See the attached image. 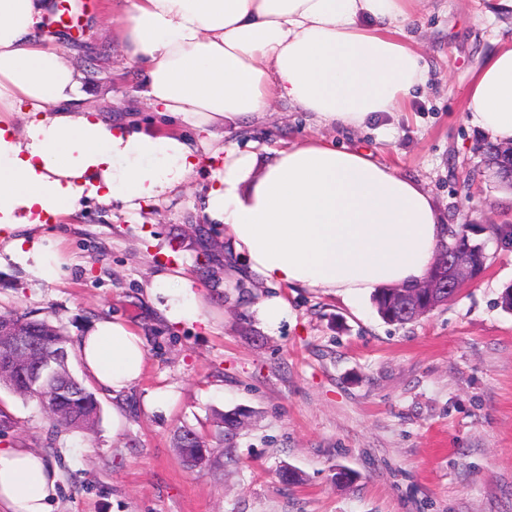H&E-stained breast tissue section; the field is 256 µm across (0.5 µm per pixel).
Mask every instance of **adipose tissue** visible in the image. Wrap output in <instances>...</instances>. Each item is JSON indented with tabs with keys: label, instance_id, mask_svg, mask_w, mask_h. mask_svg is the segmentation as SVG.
<instances>
[{
	"label": "adipose tissue",
	"instance_id": "1",
	"mask_svg": "<svg viewBox=\"0 0 512 512\" xmlns=\"http://www.w3.org/2000/svg\"><path fill=\"white\" fill-rule=\"evenodd\" d=\"M422 0H107L143 94L202 133L135 132L81 107L80 73L40 30L51 0H0V254L33 279L62 275L44 232L81 198L125 212L184 186L203 156L207 216L233 253L279 288H310L348 303L417 285L445 225L428 193L370 152L313 139L277 152L249 190L254 158L225 152L220 128L261 117L274 100L325 126L356 130L394 112L426 80L409 28ZM469 123L512 143V38L474 72ZM151 303L174 324H211L181 269L155 276ZM89 376L120 395L146 363L141 336L109 318L77 345ZM59 475L29 448H0V512H51Z\"/></svg>",
	"mask_w": 512,
	"mask_h": 512
}]
</instances>
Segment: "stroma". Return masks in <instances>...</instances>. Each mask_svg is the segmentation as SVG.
Returning a JSON list of instances; mask_svg holds the SVG:
<instances>
[{
    "label": "stroma",
    "instance_id": "obj_1",
    "mask_svg": "<svg viewBox=\"0 0 512 512\" xmlns=\"http://www.w3.org/2000/svg\"><path fill=\"white\" fill-rule=\"evenodd\" d=\"M87 0L77 27L53 28L54 45L82 76L85 104L131 130L198 129L163 116L142 96L144 75ZM489 0H424L410 34L428 80L381 122L357 131L316 124L281 100L262 118L224 131V147L264 161L311 139L363 147L422 185L448 224H512V191L483 171L482 137L464 99L475 70L512 35V12ZM207 169L176 194L134 213L82 199L46 226L63 275L40 284L0 265V315L62 326L69 367L85 378L77 344L93 322L127 324L145 343L140 381L121 397L96 389L94 430L44 445L45 411L0 388V448H35L60 474L52 512H512V313L498 301L512 284V246L489 242L484 274L416 322L386 324L371 300L351 306L309 288H277L231 272L230 237L204 212ZM183 268L202 293L210 331L167 321L148 301L154 276ZM282 296L277 324L260 314ZM172 390L164 410L147 396ZM251 417L232 452L219 444V413ZM212 448L187 468L180 429ZM300 481H281V465Z\"/></svg>",
    "mask_w": 512,
    "mask_h": 512
}]
</instances>
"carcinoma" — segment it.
<instances>
[{
    "instance_id": "carcinoma-1",
    "label": "carcinoma",
    "mask_w": 512,
    "mask_h": 512,
    "mask_svg": "<svg viewBox=\"0 0 512 512\" xmlns=\"http://www.w3.org/2000/svg\"><path fill=\"white\" fill-rule=\"evenodd\" d=\"M372 303L380 318L388 324L404 326L413 322L405 310L402 290L399 288H386L373 295ZM0 319L19 328L34 324L41 332L36 347L27 358L0 368V386L48 410L50 424L45 444L54 445L58 435L66 430L78 432L91 429L100 419V403L95 393L70 371L67 340L62 329L47 320L29 319L24 315H1ZM35 362L47 363L51 382L68 387L70 396L47 406L43 405L42 396L49 393L50 389L41 381H33L32 364ZM237 415L238 411L235 409L222 415L220 437L223 440H229L236 435ZM205 447L207 444L204 437L191 429H184L176 436V448L183 459L193 454L196 449Z\"/></svg>"
}]
</instances>
